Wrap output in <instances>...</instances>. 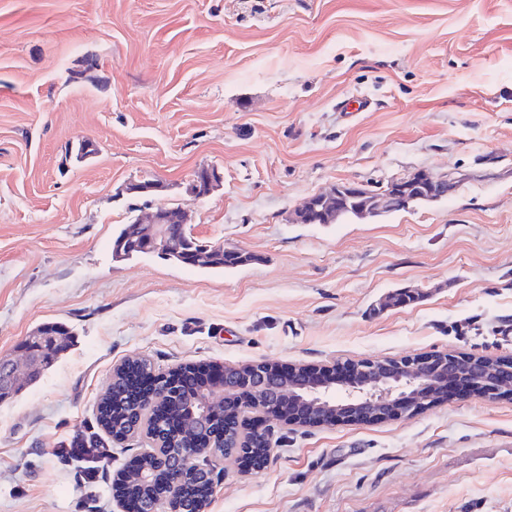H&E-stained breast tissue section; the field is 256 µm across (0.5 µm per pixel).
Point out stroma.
<instances>
[{
	"instance_id": "stroma-1",
	"label": "stroma",
	"mask_w": 512,
	"mask_h": 512,
	"mask_svg": "<svg viewBox=\"0 0 512 512\" xmlns=\"http://www.w3.org/2000/svg\"><path fill=\"white\" fill-rule=\"evenodd\" d=\"M203 166L223 184L198 197ZM422 170L463 180L375 220L289 221ZM176 207L252 262L113 259L124 224ZM404 287L426 295L382 307ZM48 322L74 343L0 401V512H121L139 441L97 406L128 359L512 357V0H0V357L24 363ZM78 435L112 451L93 486L54 454ZM269 438L263 465L218 461L205 512H512V398Z\"/></svg>"
}]
</instances>
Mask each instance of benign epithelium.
I'll list each match as a JSON object with an SVG mask.
<instances>
[{
    "instance_id": "obj_1",
    "label": "benign epithelium",
    "mask_w": 512,
    "mask_h": 512,
    "mask_svg": "<svg viewBox=\"0 0 512 512\" xmlns=\"http://www.w3.org/2000/svg\"><path fill=\"white\" fill-rule=\"evenodd\" d=\"M223 178L215 168H202L196 171L192 190L198 195H205L221 186ZM462 178L453 174L435 176L426 171H419L409 177L389 182L385 186L373 188L369 185L338 184L328 190L308 197L294 211L291 222L309 224L315 219L321 224H330L339 219V209L348 199H356L355 216L361 218L380 217L390 213L401 200L406 207L434 202L455 190ZM187 227L185 212L178 208L148 212L137 217L134 237L141 239L147 251L152 254L169 256L181 252L177 238L168 231L172 222ZM468 355L459 352L430 353L415 357L402 358L388 363L379 360H365L346 369L340 367H305L288 370L266 365L251 377V393L245 396L248 407L263 412L268 418L288 419L290 424L310 425L321 423L318 411L330 406L333 401L328 392H319L316 377L329 373L336 374V384L343 387L346 400L342 407H360L363 412L354 417L344 415L338 420L348 423H372L384 419H410L424 410L432 400L433 392L441 383L455 376L462 377L454 371V366ZM17 372L16 364L10 359H0V393L14 387ZM179 373L161 374L155 378V385L136 400L134 412L140 416L138 425L149 428L155 420V409L168 402L178 393L182 386ZM213 384L206 386L202 394L188 393L190 401L201 399V408L194 414L192 425L209 438H225L233 425L227 421L230 413H224L226 422L222 424L223 432H212L215 415L225 405L234 390L235 378L229 374L215 375ZM467 394L486 399L512 395V362L505 360L500 372L494 377L479 379L475 385L468 387ZM189 451H180L172 457H159L160 469L166 472V478L160 483L152 497L141 501L146 512H160L166 506L169 512H182L180 507L183 494L182 484L188 473L204 472V465L197 462V457L209 448L213 442L199 441L188 444Z\"/></svg>"
}]
</instances>
